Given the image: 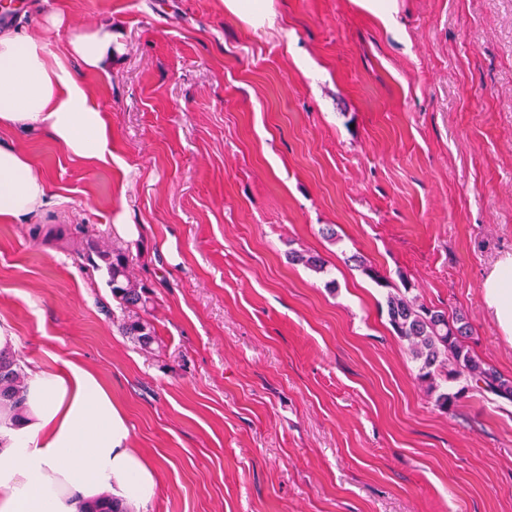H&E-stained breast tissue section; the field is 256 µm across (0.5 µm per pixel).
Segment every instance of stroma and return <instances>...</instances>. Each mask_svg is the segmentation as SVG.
I'll use <instances>...</instances> for the list:
<instances>
[{"instance_id":"1","label":"stroma","mask_w":512,"mask_h":512,"mask_svg":"<svg viewBox=\"0 0 512 512\" xmlns=\"http://www.w3.org/2000/svg\"><path fill=\"white\" fill-rule=\"evenodd\" d=\"M398 4L387 26L356 0H273L254 28L224 0H0V30L65 13L56 50L112 30L85 79L110 163L0 131L55 194L0 220V328L24 366L110 389L157 467L141 512H512V403L436 407L350 260L464 313L512 377L482 288L512 255V0ZM75 226L126 249L161 348L113 323L105 274L55 235Z\"/></svg>"}]
</instances>
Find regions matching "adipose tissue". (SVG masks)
<instances>
[{
    "label": "adipose tissue",
    "instance_id": "adipose-tissue-1",
    "mask_svg": "<svg viewBox=\"0 0 512 512\" xmlns=\"http://www.w3.org/2000/svg\"><path fill=\"white\" fill-rule=\"evenodd\" d=\"M112 53L105 28L74 33L63 52L28 30L0 33V130L49 135L71 156L108 162L112 125L73 66L103 73ZM49 182L24 153L0 145V218L20 220L50 205ZM500 332L512 339V256L483 283ZM21 423L0 424V512H79L103 492L132 512L152 501L158 473L129 445V428L111 391L82 366L29 371Z\"/></svg>",
    "mask_w": 512,
    "mask_h": 512
}]
</instances>
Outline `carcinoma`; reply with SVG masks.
Wrapping results in <instances>:
<instances>
[{
	"label": "carcinoma",
	"mask_w": 512,
	"mask_h": 512,
	"mask_svg": "<svg viewBox=\"0 0 512 512\" xmlns=\"http://www.w3.org/2000/svg\"><path fill=\"white\" fill-rule=\"evenodd\" d=\"M75 234L85 236L87 256L96 257L95 267H104L112 298L122 310L118 324L124 336L143 349L159 343L154 325L146 318L153 305L152 291L130 270L125 249L119 244L105 245L85 235L78 226ZM291 260L315 272L326 270L325 260L316 253L296 252ZM361 272L378 287L387 289L388 321L397 336L408 344L411 358L417 364V379L435 394V405L450 410L469 388L490 393L512 402V379L485 363L473 351L468 339L470 325L462 313L429 307L411 294V287L393 288L388 277L359 256L354 257ZM461 384L455 392L441 389L444 383ZM28 390V376L20 360L6 350H0V407L9 410L15 422L23 418ZM82 512H127L112 495L84 507Z\"/></svg>",
	"instance_id": "obj_1"
}]
</instances>
